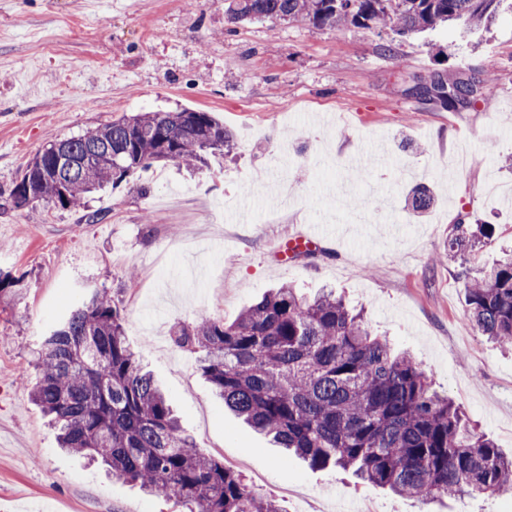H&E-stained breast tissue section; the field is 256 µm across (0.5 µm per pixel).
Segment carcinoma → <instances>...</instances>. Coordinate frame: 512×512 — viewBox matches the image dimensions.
<instances>
[{
    "label": "carcinoma",
    "mask_w": 512,
    "mask_h": 512,
    "mask_svg": "<svg viewBox=\"0 0 512 512\" xmlns=\"http://www.w3.org/2000/svg\"><path fill=\"white\" fill-rule=\"evenodd\" d=\"M504 0H224L226 32L253 21L315 28H389L409 36L461 21H491ZM489 72L433 70L416 88L452 91L444 104L489 105ZM233 134L211 112H139L48 143L10 196L13 206L77 209L110 183L169 162L222 154ZM434 203L426 186L411 207ZM492 224L453 225L437 260H463L494 237ZM465 280L476 332L512 345V254ZM224 406L315 470L349 471L366 484L422 503L443 496L512 493V458L471 428L412 357L373 332L363 311L332 290L312 297L282 285L230 323L208 315L174 330ZM31 400L51 417L61 447L102 463L113 478L163 494L188 512H282L244 478L202 453L127 343L120 310L97 291L33 350Z\"/></svg>",
    "instance_id": "obj_1"
}]
</instances>
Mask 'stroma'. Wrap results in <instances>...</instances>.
Segmentation results:
<instances>
[{
  "label": "stroma",
  "mask_w": 512,
  "mask_h": 512,
  "mask_svg": "<svg viewBox=\"0 0 512 512\" xmlns=\"http://www.w3.org/2000/svg\"><path fill=\"white\" fill-rule=\"evenodd\" d=\"M225 26L224 0H0V272L21 281L0 294V512H184L58 448L28 396L32 348L98 290L198 448L282 512H336L362 495L374 512H507L496 495L423 504L339 469L279 465L173 331L201 314L233 320L283 283L336 289L511 456L512 351L466 321L462 264L432 258L465 215L495 227L469 268L512 250V200L488 191L512 187V8L398 42L393 58L382 29ZM440 66L492 72L491 107L448 112L409 95ZM184 107L233 131L232 156L153 167L83 209L14 208L15 181L50 141ZM419 183L435 192L424 213L408 203ZM312 224L331 232L311 255L276 254Z\"/></svg>",
  "instance_id": "stroma-1"
}]
</instances>
